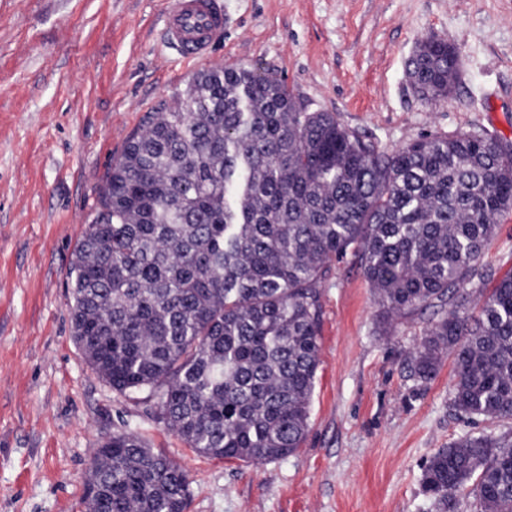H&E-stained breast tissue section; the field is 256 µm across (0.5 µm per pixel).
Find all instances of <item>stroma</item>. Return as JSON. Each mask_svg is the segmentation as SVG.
Masks as SVG:
<instances>
[{
  "mask_svg": "<svg viewBox=\"0 0 512 512\" xmlns=\"http://www.w3.org/2000/svg\"><path fill=\"white\" fill-rule=\"evenodd\" d=\"M169 2L0 0V512H86L92 450L121 429L188 473L187 512H435L422 485L431 455L512 421L455 415L449 356L412 393L426 323L382 324L354 256L322 288L306 437L261 464L198 454L152 404L98 379L72 336L68 273L113 159L204 69L278 75L308 111L386 152L434 133L512 144V0H219L224 37L199 63L162 40ZM431 35L461 63L436 102L408 75ZM482 263L484 290L512 275V211Z\"/></svg>",
  "mask_w": 512,
  "mask_h": 512,
  "instance_id": "obj_1",
  "label": "stroma"
}]
</instances>
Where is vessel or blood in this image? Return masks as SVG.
Instances as JSON below:
<instances>
[{"label": "vessel or blood", "mask_w": 512, "mask_h": 512, "mask_svg": "<svg viewBox=\"0 0 512 512\" xmlns=\"http://www.w3.org/2000/svg\"><path fill=\"white\" fill-rule=\"evenodd\" d=\"M162 33L185 60L202 61L224 35V16L216 0H171L163 14Z\"/></svg>", "instance_id": "vessel-or-blood-1"}]
</instances>
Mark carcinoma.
<instances>
[{
  "label": "carcinoma",
  "instance_id": "carcinoma-1",
  "mask_svg": "<svg viewBox=\"0 0 512 512\" xmlns=\"http://www.w3.org/2000/svg\"><path fill=\"white\" fill-rule=\"evenodd\" d=\"M409 70L429 101L457 80L439 38ZM511 211L512 149L496 137L430 134L385 152L278 77L202 70L177 106L146 115L98 188L69 272L73 338L97 378L145 395L197 453L283 459L308 430L321 288L351 252L383 322L430 313L412 391L451 353L455 415L512 420V276L472 311ZM422 484L438 512L470 494L480 512H512V432L438 449ZM189 485L117 431L91 461L87 512H186Z\"/></svg>",
  "mask_w": 512,
  "mask_h": 512
}]
</instances>
